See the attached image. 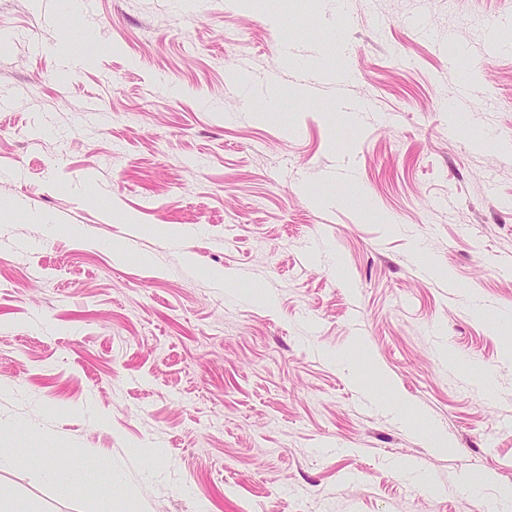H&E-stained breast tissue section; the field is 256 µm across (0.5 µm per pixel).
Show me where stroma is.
Segmentation results:
<instances>
[{
	"instance_id": "stroma-1",
	"label": "stroma",
	"mask_w": 512,
	"mask_h": 512,
	"mask_svg": "<svg viewBox=\"0 0 512 512\" xmlns=\"http://www.w3.org/2000/svg\"><path fill=\"white\" fill-rule=\"evenodd\" d=\"M59 2L0 0V451L25 455L0 486L33 512H479L512 485V0H282L286 29ZM272 75L309 98L259 120ZM402 410L404 416L413 422H418L423 424V428L421 430L420 436L423 440H425L430 447L435 448L437 450H445L451 447L448 442V435L445 433H440L433 427H431L423 417L422 413L411 403L405 401L397 404Z\"/></svg>"
}]
</instances>
